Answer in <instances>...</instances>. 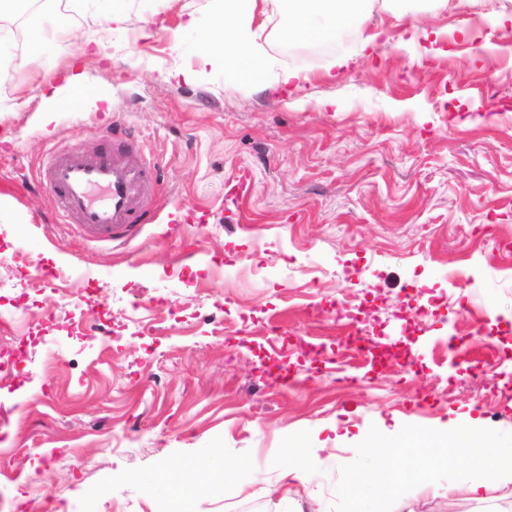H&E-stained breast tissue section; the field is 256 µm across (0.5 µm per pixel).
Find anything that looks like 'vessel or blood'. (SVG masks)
I'll return each mask as SVG.
<instances>
[{"label":"vessel or blood","instance_id":"1","mask_svg":"<svg viewBox=\"0 0 512 512\" xmlns=\"http://www.w3.org/2000/svg\"><path fill=\"white\" fill-rule=\"evenodd\" d=\"M112 138V127H105L94 151H53L43 163L45 184L62 213L75 216L93 242L131 239L137 225L150 223L147 204L160 186L156 172L129 167Z\"/></svg>","mask_w":512,"mask_h":512}]
</instances>
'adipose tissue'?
Wrapping results in <instances>:
<instances>
[{"mask_svg":"<svg viewBox=\"0 0 512 512\" xmlns=\"http://www.w3.org/2000/svg\"><path fill=\"white\" fill-rule=\"evenodd\" d=\"M377 3L378 0H210L211 20L205 35L217 45V52L201 54L194 68L166 69L161 76L167 81L201 82L220 63L225 71L248 84H264L274 91L299 85L302 75L295 70L267 76L268 38L316 39L319 32L312 22L317 18L331 21L334 31L340 32L357 18L370 15ZM258 13L273 21L270 33L253 28ZM238 468L237 461L226 459L220 449L210 448L192 461L151 473L148 482L166 502L168 512H184L201 485H208L214 492L222 491L225 481Z\"/></svg>","mask_w":512,"mask_h":512,"instance_id":"adipose-tissue-1","label":"adipose tissue"}]
</instances>
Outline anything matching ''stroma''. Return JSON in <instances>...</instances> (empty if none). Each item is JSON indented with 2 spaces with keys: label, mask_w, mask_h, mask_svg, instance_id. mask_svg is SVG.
Returning <instances> with one entry per match:
<instances>
[{
  "label": "stroma",
  "mask_w": 512,
  "mask_h": 512,
  "mask_svg": "<svg viewBox=\"0 0 512 512\" xmlns=\"http://www.w3.org/2000/svg\"><path fill=\"white\" fill-rule=\"evenodd\" d=\"M81 4L27 17L0 74V354L32 342L0 381V512H159L141 475L204 448L242 468L190 512H332L370 427L444 430L468 413L512 433V0H423L399 24L377 9L329 38L272 42L269 67L307 76L288 94L220 65L200 83L158 80L209 51L200 34L172 37L185 13L208 22L207 0H127L108 35ZM57 12L68 31L41 42ZM98 38L108 59L85 71L111 109L44 117L35 86L60 79L48 64ZM339 55L349 67L330 69ZM111 122L133 131L117 142L127 161L164 179L153 223L123 248L85 238L39 179L51 147L98 145ZM197 207L208 222L186 223ZM371 299L372 341L407 358L377 372L357 357L360 385L314 374L309 347L345 342L334 304ZM100 311L108 347L58 328ZM263 358L290 365L288 380L262 376ZM289 446L322 450L293 506L276 489ZM256 467L265 483L247 500ZM447 488L392 512H483Z\"/></svg>",
  "instance_id": "obj_1"
}]
</instances>
